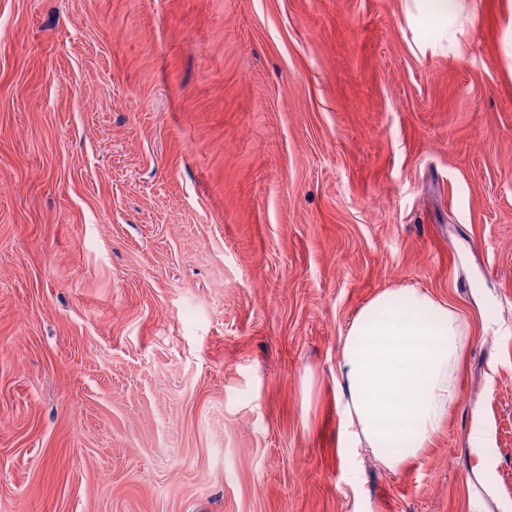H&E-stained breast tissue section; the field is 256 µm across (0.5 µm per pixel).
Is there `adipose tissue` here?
<instances>
[{"mask_svg":"<svg viewBox=\"0 0 512 512\" xmlns=\"http://www.w3.org/2000/svg\"><path fill=\"white\" fill-rule=\"evenodd\" d=\"M469 338L467 319L422 288L387 289L363 306L341 339L340 455L367 448L389 470L421 457L458 400Z\"/></svg>","mask_w":512,"mask_h":512,"instance_id":"obj_1","label":"adipose tissue"}]
</instances>
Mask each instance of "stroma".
I'll return each mask as SVG.
<instances>
[{
    "label": "stroma",
    "instance_id": "35a3bbf8",
    "mask_svg": "<svg viewBox=\"0 0 512 512\" xmlns=\"http://www.w3.org/2000/svg\"><path fill=\"white\" fill-rule=\"evenodd\" d=\"M409 5L0 0V512H512V0ZM404 287L472 335L390 471L336 367Z\"/></svg>",
    "mask_w": 512,
    "mask_h": 512
}]
</instances>
